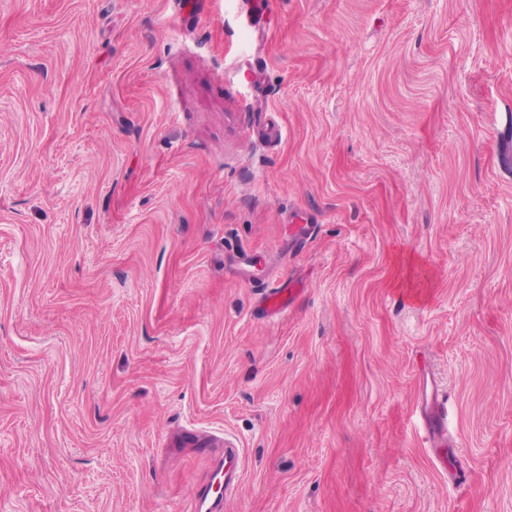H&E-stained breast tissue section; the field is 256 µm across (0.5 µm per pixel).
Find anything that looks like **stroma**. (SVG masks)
Instances as JSON below:
<instances>
[{
	"instance_id": "obj_1",
	"label": "stroma",
	"mask_w": 512,
	"mask_h": 512,
	"mask_svg": "<svg viewBox=\"0 0 512 512\" xmlns=\"http://www.w3.org/2000/svg\"><path fill=\"white\" fill-rule=\"evenodd\" d=\"M211 435L222 512H512V0H0V512H194ZM295 291L290 284L281 283L270 286L258 305L257 314L264 318L282 314L292 305ZM422 425L419 436L428 448L448 447V396L429 385L425 379L419 385ZM223 453L219 455L220 465L216 474L218 478V491L220 497H214L211 494L212 482L197 491L195 499L197 501V510L205 509V512H218L224 507V500L235 490L240 482V451L239 448L224 446ZM221 477L223 480L221 481Z\"/></svg>"
}]
</instances>
